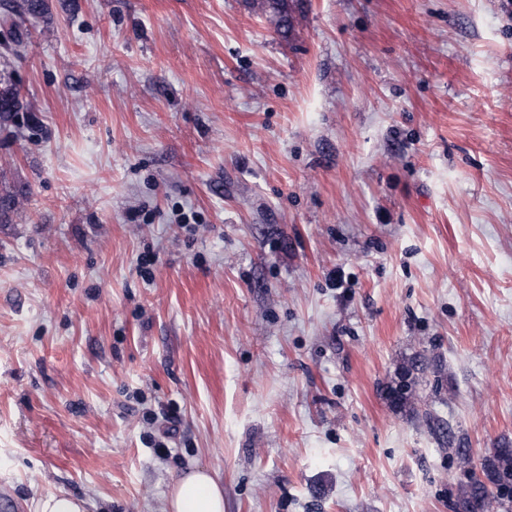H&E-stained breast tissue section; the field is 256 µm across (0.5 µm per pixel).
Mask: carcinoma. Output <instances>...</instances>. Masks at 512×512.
Here are the masks:
<instances>
[{
  "label": "carcinoma",
  "instance_id": "carcinoma-1",
  "mask_svg": "<svg viewBox=\"0 0 512 512\" xmlns=\"http://www.w3.org/2000/svg\"><path fill=\"white\" fill-rule=\"evenodd\" d=\"M276 18L277 31L288 36V0H267ZM49 10V0H18L15 12L42 16ZM21 107L20 91L12 82L10 73L0 72V126L12 121ZM19 205L14 194L0 195V224H9ZM419 370L418 360L413 358L399 371L398 381L389 387L387 397L397 410L405 409L412 398V375ZM512 504V448L494 449L482 463L480 476H471L457 492L449 495L451 512H499Z\"/></svg>",
  "mask_w": 512,
  "mask_h": 512
}]
</instances>
